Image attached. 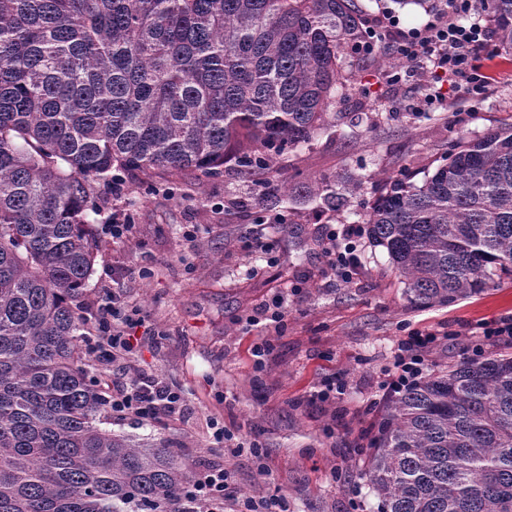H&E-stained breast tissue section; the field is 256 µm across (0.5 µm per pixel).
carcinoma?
<instances>
[{
    "label": "carcinoma",
    "instance_id": "obj_1",
    "mask_svg": "<svg viewBox=\"0 0 512 512\" xmlns=\"http://www.w3.org/2000/svg\"><path fill=\"white\" fill-rule=\"evenodd\" d=\"M512 52V0H487ZM355 0H0V512H192L170 445L98 426L81 298L97 184L128 170L267 171L338 105ZM355 188L304 197L331 210ZM284 178L262 196L285 209ZM367 235L414 308L512 278V123L463 137L419 184L387 177ZM377 512H512V353L450 360L396 394L359 473Z\"/></svg>",
    "mask_w": 512,
    "mask_h": 512
}]
</instances>
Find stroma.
<instances>
[{
	"label": "stroma",
	"instance_id": "stroma-1",
	"mask_svg": "<svg viewBox=\"0 0 512 512\" xmlns=\"http://www.w3.org/2000/svg\"><path fill=\"white\" fill-rule=\"evenodd\" d=\"M355 80L351 93L374 125L318 134L281 165L308 182L322 177L360 181L349 206L335 212L305 199L290 205L286 223L258 198L259 179L225 168L216 177L198 173L123 172L119 193H105L94 231L100 242L84 307L109 300L113 287L145 314L158 335L137 358L140 368L177 386L190 407L186 420L144 425L104 414L103 427L137 442H168L182 463L223 464L231 498L285 496L289 512H376L377 502L359 480L369 452L365 436L389 397L386 381L398 347L412 332L440 338L425 365L482 344L483 323L512 316V281L446 306L414 309L383 248L357 239L359 276L344 281L323 251L327 230L363 225L378 196V174L407 169L423 179L448 143L512 122V54L495 58L496 80L485 100L471 105L445 87L429 115L417 109L422 83H388V60L346 51ZM129 214L127 239L109 231L113 213ZM272 245L276 264L248 250L254 237ZM146 267L148 277L113 282L117 267ZM259 307L286 314L275 333L247 327ZM266 351L262 369L253 353ZM330 392L328 400L316 391ZM234 438L210 450L212 420ZM257 446L262 459L250 455Z\"/></svg>",
	"mask_w": 512,
	"mask_h": 512
}]
</instances>
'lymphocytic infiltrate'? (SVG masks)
I'll list each match as a JSON object with an SVG mask.
<instances>
[{"mask_svg": "<svg viewBox=\"0 0 512 512\" xmlns=\"http://www.w3.org/2000/svg\"><path fill=\"white\" fill-rule=\"evenodd\" d=\"M484 9L485 0H439L430 20L409 29L400 27L398 19L387 12L367 22L362 38L352 49L363 57L376 55L383 48L393 50L418 63L420 80L463 82L465 96L477 101L485 97L494 81L483 67L496 55L490 26L480 18ZM357 233L356 227L347 226L328 234L332 265L347 280L360 272L354 242ZM143 321L140 310L128 306L117 294L99 305L93 317L87 339L88 357L92 363L112 366L121 374L119 380L113 381L106 404L119 419L131 417L143 423L161 418L184 419L189 407L182 391L134 364L138 345L132 331ZM435 340V333L427 332L413 334L402 342L396 359L399 374L388 383L391 391L407 388L422 375L424 353ZM227 480L223 468L201 465L194 474L190 494L205 512H224Z\"/></svg>", "mask_w": 512, "mask_h": 512, "instance_id": "lymphocytic-infiltrate-1", "label": "lymphocytic infiltrate"}]
</instances>
